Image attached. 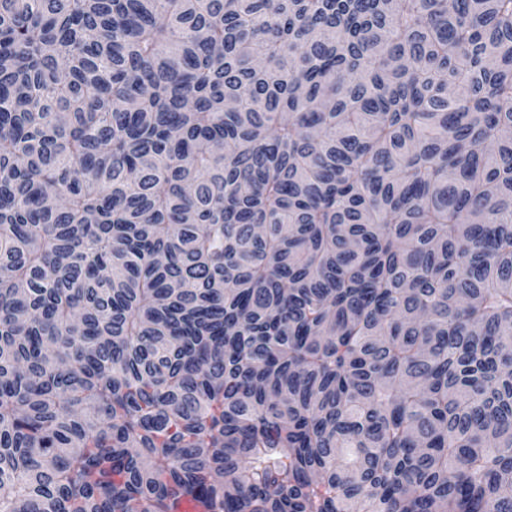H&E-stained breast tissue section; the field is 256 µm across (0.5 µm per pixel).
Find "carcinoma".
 Wrapping results in <instances>:
<instances>
[{"label":"carcinoma","mask_w":512,"mask_h":512,"mask_svg":"<svg viewBox=\"0 0 512 512\" xmlns=\"http://www.w3.org/2000/svg\"><path fill=\"white\" fill-rule=\"evenodd\" d=\"M512 512V0H0V512Z\"/></svg>","instance_id":"1"}]
</instances>
